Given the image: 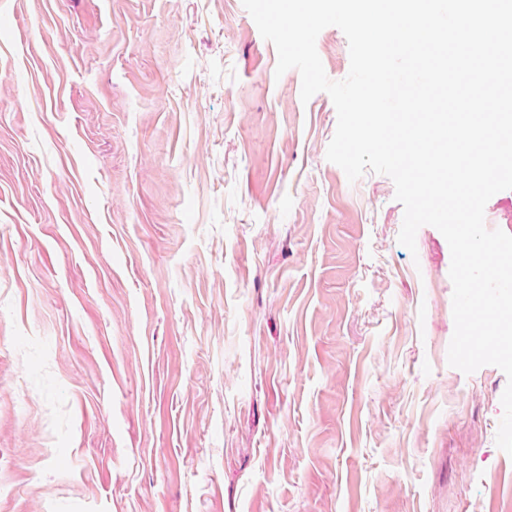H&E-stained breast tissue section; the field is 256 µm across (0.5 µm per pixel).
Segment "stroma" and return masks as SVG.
<instances>
[{
	"label": "stroma",
	"mask_w": 512,
	"mask_h": 512,
	"mask_svg": "<svg viewBox=\"0 0 512 512\" xmlns=\"http://www.w3.org/2000/svg\"><path fill=\"white\" fill-rule=\"evenodd\" d=\"M276 64L242 0H0V512H512L446 239Z\"/></svg>",
	"instance_id": "stroma-1"
}]
</instances>
